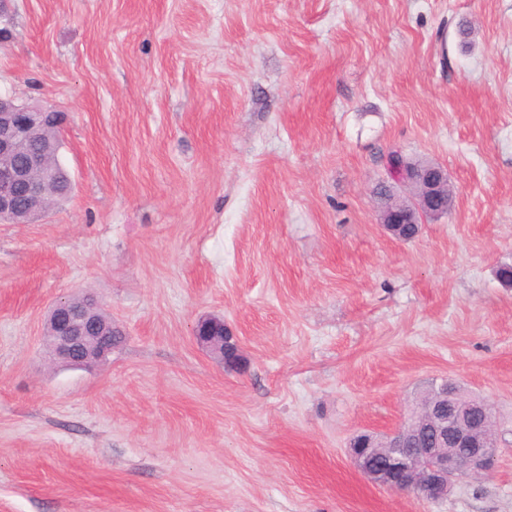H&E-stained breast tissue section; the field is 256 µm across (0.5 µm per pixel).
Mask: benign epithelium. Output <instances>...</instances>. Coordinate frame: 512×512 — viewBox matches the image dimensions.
<instances>
[{
  "label": "benign epithelium",
  "mask_w": 512,
  "mask_h": 512,
  "mask_svg": "<svg viewBox=\"0 0 512 512\" xmlns=\"http://www.w3.org/2000/svg\"><path fill=\"white\" fill-rule=\"evenodd\" d=\"M65 115L53 108L22 103L0 93V220L21 214L29 220L46 215L53 207L44 184L72 185L69 174L57 170L41 153L24 152L33 132L39 128L59 134ZM390 188L397 184L412 191L411 201L378 209V220L386 230L396 232L398 224H421L452 210L454 195L447 171L438 164L412 161L399 154L386 164ZM103 307L95 296L61 297L51 306L47 330L49 349L55 365L87 367L112 354V332L106 330ZM196 343L209 353L224 358V318L210 316L193 330ZM439 390L449 392L448 402L427 405L385 434L387 445L372 447L374 434L361 433V446L349 448L355 467L372 483L391 491H418V496L439 502L454 485L465 478L487 472L492 467L498 441L474 419L476 411L489 414L486 400L474 401L459 389L448 390L443 381ZM381 455L387 465L377 467L371 460Z\"/></svg>",
  "instance_id": "1"
}]
</instances>
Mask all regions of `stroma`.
Listing matches in <instances>:
<instances>
[{
	"mask_svg": "<svg viewBox=\"0 0 512 512\" xmlns=\"http://www.w3.org/2000/svg\"><path fill=\"white\" fill-rule=\"evenodd\" d=\"M8 8L0 91L66 113L72 192L0 223V512H512V0ZM396 150L456 195L411 241L373 202ZM84 290L124 339L50 365ZM441 378L493 405L492 470L367 481L350 439ZM225 329L227 333H225ZM229 331L224 326L223 317L210 316L197 323L193 330V336L200 347L224 361V336H233L232 332L230 331V334ZM230 336L227 337L228 341L226 342V349L230 357L225 358V360L228 364L237 365L240 355L234 340Z\"/></svg>",
	"mask_w": 512,
	"mask_h": 512,
	"instance_id": "stroma-1",
	"label": "stroma"
}]
</instances>
